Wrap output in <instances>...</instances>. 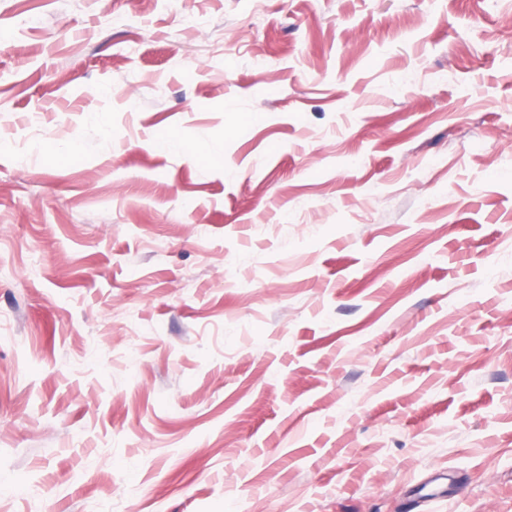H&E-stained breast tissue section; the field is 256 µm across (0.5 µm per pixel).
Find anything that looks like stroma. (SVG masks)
<instances>
[{"label": "stroma", "mask_w": 512, "mask_h": 512, "mask_svg": "<svg viewBox=\"0 0 512 512\" xmlns=\"http://www.w3.org/2000/svg\"><path fill=\"white\" fill-rule=\"evenodd\" d=\"M0 512H512V0H0Z\"/></svg>", "instance_id": "35a3bbf8"}]
</instances>
